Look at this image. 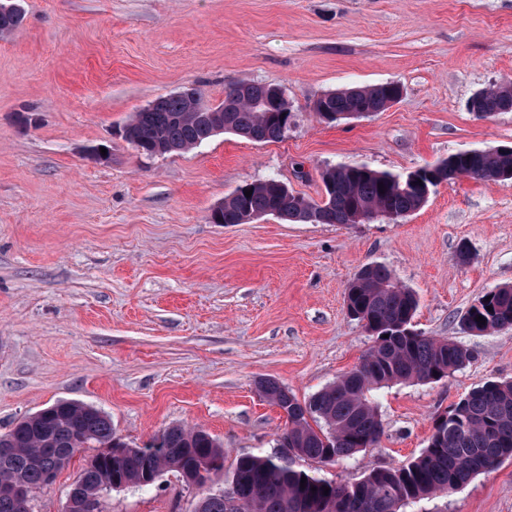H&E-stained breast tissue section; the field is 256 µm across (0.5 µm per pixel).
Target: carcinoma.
<instances>
[{
  "mask_svg": "<svg viewBox=\"0 0 512 512\" xmlns=\"http://www.w3.org/2000/svg\"><path fill=\"white\" fill-rule=\"evenodd\" d=\"M24 18L11 0H0V36L17 31ZM230 89L236 106L222 119L203 116L196 101L184 94L156 100L126 124L127 141L150 155L163 146L161 154L167 155L196 148L221 131L263 143L286 137L294 117L287 97L269 98L267 88L256 83ZM398 91L393 82L326 91L314 99L313 111L330 120L357 110L383 112ZM471 109L481 116L512 112V80L471 101ZM462 174L479 181H512V150H461L403 173L338 163L322 171L327 195L322 205L283 190L276 179L245 182L224 198L211 220L244 224L257 214L317 224H352L358 215L369 221L379 216L399 220L420 209L433 188ZM247 190L252 191L249 197ZM346 301L367 320L376 344L359 365L303 402L278 382L263 381L267 401L288 414V438L296 452L239 455L225 473L237 507L224 497L225 488H208L201 512H405L446 496L512 457V382L488 380L440 417L426 448L400 468L374 469L352 484H336L304 468L306 461L336 463L378 444L382 425L373 392L397 383L440 381L474 359L465 346L414 329L417 294L383 265L362 269L348 285ZM479 316L485 323L476 321ZM462 326L477 335L512 328V285L488 291L467 311ZM159 436L165 448L161 455L132 445L118 454L111 417L87 404L69 401L51 408L49 415H25L0 435L6 442L0 450V512H21L12 488L34 493L55 481L75 453L88 449L94 453L71 484L87 502L114 484L149 487L168 471L186 480L199 477L203 467L224 470L223 446L209 432L174 425Z\"/></svg>",
  "mask_w": 512,
  "mask_h": 512,
  "instance_id": "carcinoma-1",
  "label": "carcinoma"
}]
</instances>
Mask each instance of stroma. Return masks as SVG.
Wrapping results in <instances>:
<instances>
[{"mask_svg":"<svg viewBox=\"0 0 512 512\" xmlns=\"http://www.w3.org/2000/svg\"><path fill=\"white\" fill-rule=\"evenodd\" d=\"M0 37V434L58 400L92 405L142 445L200 427L224 462L268 452L286 425L257 384L304 399L372 345L345 311L348 283L387 266L419 297L414 325L474 358L438 382L380 393L376 447L320 467L339 484L426 448L439 416L486 380L512 381V328L473 335L468 309L512 285V183L459 177L406 218L215 224L243 182L276 178L320 199L322 171L408 172L468 149L512 146V112L478 117L476 92L512 77V0H18ZM238 82L283 88L279 142L221 134L149 156L120 136L182 87L223 102ZM394 82L401 98L328 124L317 94ZM107 146L109 160L88 151ZM75 456L32 512H63ZM174 472L113 490L108 512H194ZM443 512H512V459L438 499ZM11 3V0L0 1V36L17 31L23 24L24 12Z\"/></svg>","mask_w":512,"mask_h":512,"instance_id":"35a3bbf8","label":"stroma"}]
</instances>
